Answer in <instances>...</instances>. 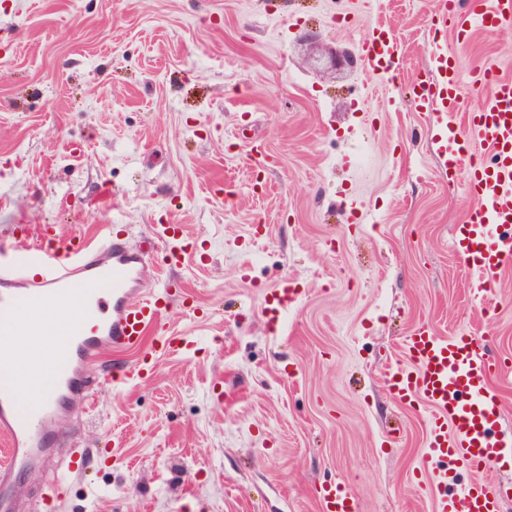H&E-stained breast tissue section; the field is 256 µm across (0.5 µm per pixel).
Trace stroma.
<instances>
[{"instance_id": "1", "label": "stroma", "mask_w": 512, "mask_h": 512, "mask_svg": "<svg viewBox=\"0 0 512 512\" xmlns=\"http://www.w3.org/2000/svg\"><path fill=\"white\" fill-rule=\"evenodd\" d=\"M431 0H0V238L111 227L160 262L152 231L183 229L152 374L115 386L131 352L93 368L59 446L29 459V512H318L350 479L359 512H433L414 472L423 418L397 402L403 339L488 336L512 360V264L473 300L452 229L474 206L448 179L425 112L401 91L433 44L512 79V23L457 43ZM395 72L308 68V31L359 53L372 29ZM300 292L261 313L281 281ZM85 474L62 493L50 470Z\"/></svg>"}]
</instances>
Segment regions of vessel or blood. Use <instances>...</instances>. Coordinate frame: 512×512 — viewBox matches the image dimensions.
Returning a JSON list of instances; mask_svg holds the SVG:
<instances>
[{
    "label": "vessel or blood",
    "mask_w": 512,
    "mask_h": 512,
    "mask_svg": "<svg viewBox=\"0 0 512 512\" xmlns=\"http://www.w3.org/2000/svg\"><path fill=\"white\" fill-rule=\"evenodd\" d=\"M511 19L512 0H488L461 21L456 37L467 40L475 28L492 32ZM361 53L371 73L395 70L399 63L398 45L381 27L363 41ZM430 60V77L412 83L410 94L429 117L439 155L462 178L477 205L454 226L453 243L474 274L473 295L481 296L512 264V80L490 66L472 69L473 87L490 89L491 96L467 113L464 128L458 129L448 117L460 109L464 64L440 48ZM478 149L486 150L487 159L473 161ZM147 268L145 252L110 231L57 239L43 230L0 241V339L23 329L41 339L27 354L32 383L28 401L18 400L15 375L0 372V436L9 447L1 491L16 482L29 449L56 443L60 408L94 395L91 369L103 353L139 354L133 370L114 374L113 383L153 371L157 348L148 338L161 329L176 292L166 283L148 285ZM297 296L296 288L281 282L265 295L263 310L280 317ZM64 304L72 309L70 319L48 321V314ZM405 351L409 363L391 373L390 384L400 403L429 413L418 470L431 477L435 512H504L512 495L493 476L512 450V435L502 428L492 386L500 359L489 354L485 337L439 336L425 323L406 337ZM465 470L473 478L463 486L459 477ZM315 496L320 512H357L348 479L317 487Z\"/></svg>",
    "instance_id": "obj_1"
}]
</instances>
